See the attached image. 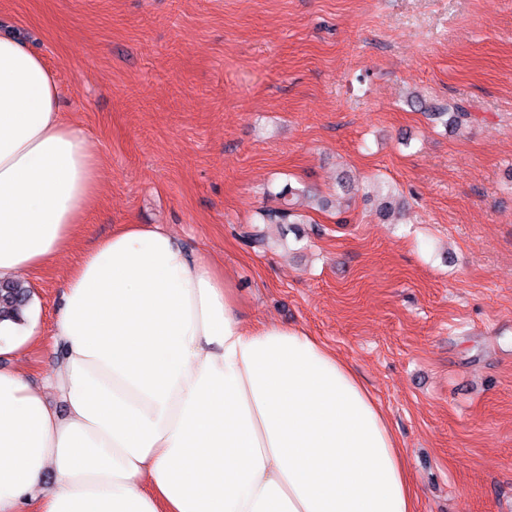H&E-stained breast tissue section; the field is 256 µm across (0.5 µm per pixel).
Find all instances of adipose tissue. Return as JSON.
I'll return each instance as SVG.
<instances>
[{
  "instance_id": "obj_1",
  "label": "adipose tissue",
  "mask_w": 512,
  "mask_h": 512,
  "mask_svg": "<svg viewBox=\"0 0 512 512\" xmlns=\"http://www.w3.org/2000/svg\"><path fill=\"white\" fill-rule=\"evenodd\" d=\"M92 141L43 58L0 37V278L86 227ZM50 338L52 409L0 369V512H417L405 452L347 361L247 323L218 264L152 224L89 249Z\"/></svg>"
}]
</instances>
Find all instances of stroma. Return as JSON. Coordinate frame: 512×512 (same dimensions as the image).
I'll return each instance as SVG.
<instances>
[{
    "label": "stroma",
    "mask_w": 512,
    "mask_h": 512,
    "mask_svg": "<svg viewBox=\"0 0 512 512\" xmlns=\"http://www.w3.org/2000/svg\"><path fill=\"white\" fill-rule=\"evenodd\" d=\"M101 169L90 236L23 276L49 331L91 241L156 224L251 321L301 326L388 416L419 512H512V0H0ZM426 105L464 103L462 129ZM344 217L241 238L285 183ZM402 195L382 217L373 182ZM49 340L0 359L43 385Z\"/></svg>",
    "instance_id": "35a3bbf8"
}]
</instances>
